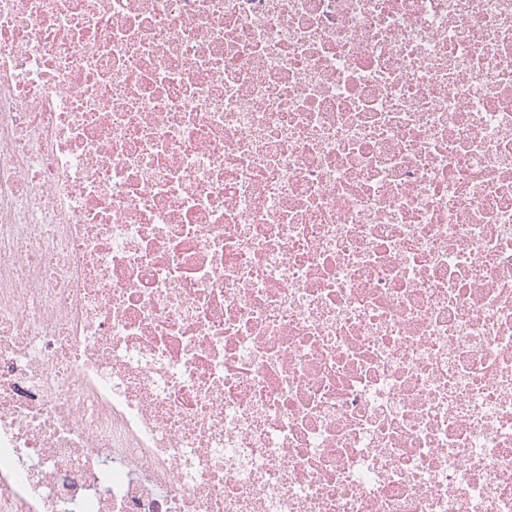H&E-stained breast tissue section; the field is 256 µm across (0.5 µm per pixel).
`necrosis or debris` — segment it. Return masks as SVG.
Returning a JSON list of instances; mask_svg holds the SVG:
<instances>
[{
	"mask_svg": "<svg viewBox=\"0 0 512 512\" xmlns=\"http://www.w3.org/2000/svg\"><path fill=\"white\" fill-rule=\"evenodd\" d=\"M0 512H512V0H0Z\"/></svg>",
	"mask_w": 512,
	"mask_h": 512,
	"instance_id": "obj_1",
	"label": "necrosis or debris"
}]
</instances>
